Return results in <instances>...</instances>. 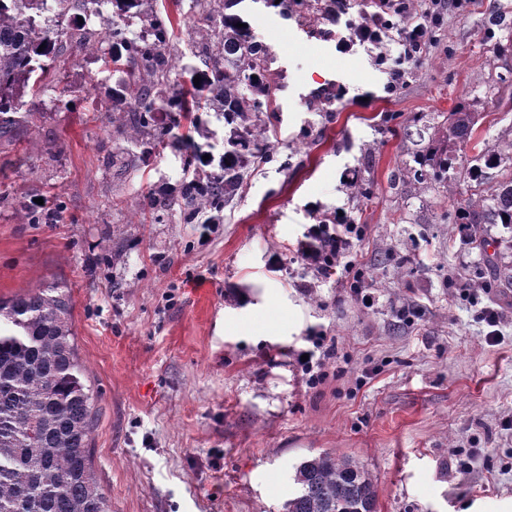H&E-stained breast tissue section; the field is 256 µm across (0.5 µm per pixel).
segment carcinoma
Here are the masks:
<instances>
[{
	"instance_id": "obj_1",
	"label": "carcinoma",
	"mask_w": 512,
	"mask_h": 512,
	"mask_svg": "<svg viewBox=\"0 0 512 512\" xmlns=\"http://www.w3.org/2000/svg\"><path fill=\"white\" fill-rule=\"evenodd\" d=\"M148 0H0V146L17 142L28 127L34 97L65 88L47 83L65 47L74 46L69 10L109 12L105 27L111 52L100 57L120 75L112 91L110 122L121 145L109 166L120 168L135 152L146 161L170 147L181 175L164 192L150 189L142 207L176 209L184 224H217L247 183L256 163L270 164L277 151L268 137L275 119L269 107L277 85L267 79L270 48L256 40L237 13V0H188L190 52L168 50L173 26ZM44 50H39V47ZM186 74L201 78L187 99ZM224 119V136L210 129V112ZM435 136L400 179L417 184L462 183L457 212L463 241L485 246L484 224L512 229V138L493 150L473 146L468 167L455 172L457 148L474 140L476 112L449 113ZM208 155L210 159L203 160ZM496 177H491V171ZM53 210L22 209L29 224H51ZM486 271L501 288H512V264L496 252ZM95 422L92 397L79 363L70 291L54 285L0 299V512H109L88 448ZM297 492L284 512H377L375 476L358 460L318 454L300 461Z\"/></svg>"
}]
</instances>
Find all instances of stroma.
<instances>
[{
  "instance_id": "1",
  "label": "stroma",
  "mask_w": 512,
  "mask_h": 512,
  "mask_svg": "<svg viewBox=\"0 0 512 512\" xmlns=\"http://www.w3.org/2000/svg\"><path fill=\"white\" fill-rule=\"evenodd\" d=\"M496 3L512 10L463 0L445 13L393 89L374 50L337 52L334 18L241 0L270 48L271 81L328 70L338 86L332 102L278 91L288 169L251 175L220 224L142 213L146 187L180 166L171 152L129 157L121 176L103 167L114 82L91 83L95 58L67 67L64 100L44 95L27 132L0 148V299L68 287L110 512H283L295 466L323 452L376 477L378 512H512V288L479 276L512 231L491 224L486 249L466 245L457 188L398 178L457 105L478 112L487 148L512 133V83L495 57L512 33L494 27ZM366 169L362 199L352 178ZM38 198L62 205L58 221L22 219ZM321 211L365 234L355 269L313 288L297 247ZM118 247L122 261L104 265ZM487 306L504 317L493 344ZM321 334L337 356L313 388L294 353Z\"/></svg>"
}]
</instances>
